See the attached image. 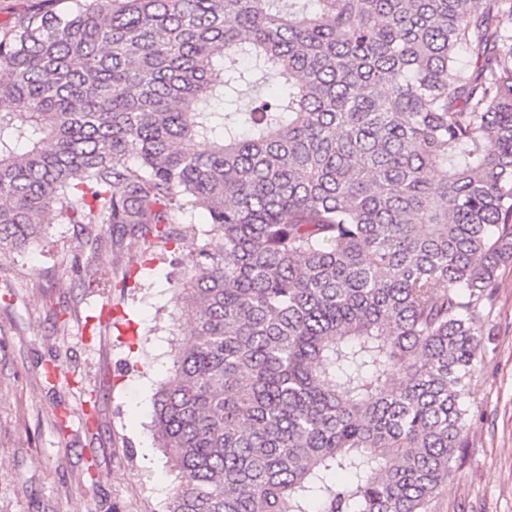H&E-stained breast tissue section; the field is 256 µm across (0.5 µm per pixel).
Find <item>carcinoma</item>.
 Instances as JSON below:
<instances>
[{
  "label": "carcinoma",
  "instance_id": "1",
  "mask_svg": "<svg viewBox=\"0 0 512 512\" xmlns=\"http://www.w3.org/2000/svg\"><path fill=\"white\" fill-rule=\"evenodd\" d=\"M512 0H28L0 253L202 235L154 394L166 512H431L512 260ZM283 92L245 108L253 69ZM206 140L210 148L196 149ZM198 209L208 228L196 232Z\"/></svg>",
  "mask_w": 512,
  "mask_h": 512
}]
</instances>
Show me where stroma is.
I'll list each match as a JSON object with an SVG mask.
<instances>
[{"label": "stroma", "mask_w": 512, "mask_h": 512, "mask_svg": "<svg viewBox=\"0 0 512 512\" xmlns=\"http://www.w3.org/2000/svg\"><path fill=\"white\" fill-rule=\"evenodd\" d=\"M193 247L135 289L80 285L73 224L0 256V512H165L174 476L149 424L187 334L173 289ZM476 317L468 446L431 512H512V261Z\"/></svg>", "instance_id": "35a3bbf8"}]
</instances>
